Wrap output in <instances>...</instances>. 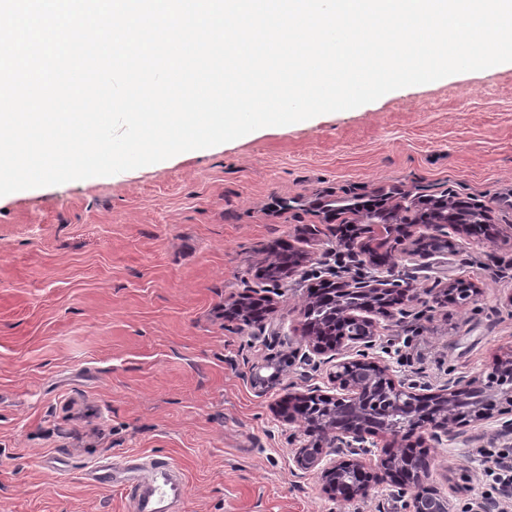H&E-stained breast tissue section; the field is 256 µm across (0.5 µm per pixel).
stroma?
Masks as SVG:
<instances>
[{
  "label": "stroma",
  "instance_id": "stroma-1",
  "mask_svg": "<svg viewBox=\"0 0 512 512\" xmlns=\"http://www.w3.org/2000/svg\"><path fill=\"white\" fill-rule=\"evenodd\" d=\"M399 188L454 193L512 226V64L391 91L360 107L264 127L123 172L0 197V512H126L97 464L148 454L189 487L175 512H403L388 489L331 500L293 462L302 428L277 402L328 367L269 332L300 325L306 284L261 325L228 321L281 243L336 265V228ZM418 286L466 279L476 304H431L378 338L400 373L437 384L512 349V243L458 238ZM274 375L272 386L254 374ZM490 447L429 449L430 483H457L455 512L481 498Z\"/></svg>",
  "mask_w": 512,
  "mask_h": 512
}]
</instances>
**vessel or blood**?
<instances>
[{
    "instance_id": "b4317fda",
    "label": "vessel or blood",
    "mask_w": 512,
    "mask_h": 512,
    "mask_svg": "<svg viewBox=\"0 0 512 512\" xmlns=\"http://www.w3.org/2000/svg\"><path fill=\"white\" fill-rule=\"evenodd\" d=\"M127 474L125 488L133 512H166L168 506L186 493V485L169 462L148 460L141 463L116 459L97 466L91 479L99 485L111 484L115 472Z\"/></svg>"
}]
</instances>
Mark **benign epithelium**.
I'll use <instances>...</instances> for the list:
<instances>
[{"label": "benign epithelium", "mask_w": 512, "mask_h": 512, "mask_svg": "<svg viewBox=\"0 0 512 512\" xmlns=\"http://www.w3.org/2000/svg\"><path fill=\"white\" fill-rule=\"evenodd\" d=\"M456 200L447 192L401 200L380 193L376 206L355 212L350 220L357 231L346 246L360 273L339 272L316 284L336 292L335 323H312L313 303L303 306L302 328L295 332L300 347L294 353L304 362L334 368L332 386L309 384L289 394L293 410L281 409L277 416L304 424L307 419L296 410L314 404L323 412L309 424L315 433L297 449L294 462L300 471L316 474L322 493L332 500L366 498L386 487L405 512H453L457 486L448 485L446 493L425 486L432 468L426 449L453 444L469 431L480 432L492 445L512 440V350L487 373L450 376L436 387L399 375L376 353L381 322L405 319L412 307L431 300L454 301L457 281L419 288L401 273L397 256L429 259L436 255L429 243L453 248L455 238L491 222L476 202L449 210ZM310 261L306 251L286 264L269 259L264 268L269 287L234 300L233 315L247 320L255 306L275 309L288 279ZM380 446L386 451L377 456ZM403 448L419 449L408 471Z\"/></svg>", "instance_id": "obj_1"}]
</instances>
